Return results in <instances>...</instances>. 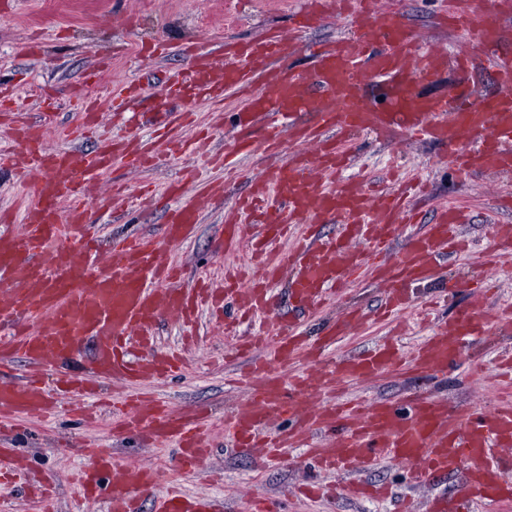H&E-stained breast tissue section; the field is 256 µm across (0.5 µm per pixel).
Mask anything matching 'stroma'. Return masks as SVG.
<instances>
[{
    "label": "stroma",
    "mask_w": 512,
    "mask_h": 512,
    "mask_svg": "<svg viewBox=\"0 0 512 512\" xmlns=\"http://www.w3.org/2000/svg\"><path fill=\"white\" fill-rule=\"evenodd\" d=\"M300 0H0V86L15 91L13 117H0V153L15 149L16 122L41 121L49 126V147L68 145L78 140L88 150L97 145V136L81 132L82 119L72 112L70 96L91 70L100 75L90 91L101 101L98 122L112 138L138 137L164 150L157 127L138 112H115L109 98L130 83L143 84L150 103H159L170 75L185 71L189 65L186 48L198 47L221 54L225 41L239 37L263 36L289 29V17ZM446 0H371L378 12L389 11L413 37V49L442 44L454 50L457 39L452 28L442 26L440 17ZM178 112L193 113L194 124L185 126L186 136H195L199 127L209 129L210 146L225 149L239 135L237 112L240 103L225 98L222 107L208 101L185 98L174 103ZM188 156H175L152 170L135 171L116 165L110 176L91 187L90 218L72 237L73 246L89 238L99 241V257L110 260L114 241L144 232L161 233L170 201L161 191L180 181L191 165ZM268 161L261 154L241 160L228 192L202 201L199 228L195 237L170 245L172 258L184 266L189 277L217 274L231 256L219 247L224 236V217L231 214L236 196L246 193L252 182L263 175ZM417 174L422 191L412 205L421 223H430L441 201L467 202L473 216L464 232L471 241L468 252L450 259L436 279L409 285L416 304L425 305L444 294L448 283L489 278L490 320L512 311V260L501 259L495 277H487L488 255L495 245L487 221L489 210L496 208L499 184L512 183V173L483 174L461 178L448 162V153L429 142H414L394 132L378 139L358 134L356 158L351 174L367 178L380 189L391 188L394 169ZM36 179L0 168V213L18 212L33 196ZM127 188L129 198L121 212L100 205L113 184ZM382 288L363 280L336 296L329 297L324 309L307 319L309 335H318L323 326L349 306L361 308L368 317L365 331L342 342L331 351L332 359L362 349L389 336L392 328L380 320L378 309ZM469 302L466 293L450 296L446 305L432 312L427 320L405 313L406 329L400 340L412 347L430 336L436 322L452 317ZM232 344L224 330L209 314H201L199 334L185 347L186 374L161 382L147 383L146 389L171 407L195 406L212 415L216 429H223L224 414L241 407L245 394L235 384L241 369L239 361L224 358ZM512 352V335H487L465 341L459 346L458 362L443 376L423 378L410 372L394 373L374 380L357 382L343 388L344 396L363 401L385 398L403 400L417 395H433L452 404L489 407L495 403L499 386L497 361L502 352ZM481 355L482 368H473L471 359ZM121 385L103 380L92 399H61L50 416L12 423L9 429L16 454L34 472L51 478L56 487L54 512H104L100 500L83 497L72 484L75 471L88 463V448L111 451L117 464L165 462L168 469L177 466L174 448H155L139 435L115 428L112 396ZM373 483H392L394 495L384 500L352 502L346 499L310 500L300 497L306 480L321 478L323 483L338 484L342 475H318L309 451L298 445L283 450L278 462H260L257 451L229 448L223 436H216L212 456L196 470L182 473L184 489L191 494H207L226 501L229 512H247L251 495L268 498L270 512H399L400 498L410 499L416 508H424L435 494L455 497L460 475L431 477L427 484L410 488L402 463L380 464L366 473Z\"/></svg>",
    "instance_id": "stroma-1"
}]
</instances>
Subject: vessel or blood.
<instances>
[{
  "label": "vessel or blood",
  "mask_w": 512,
  "mask_h": 512,
  "mask_svg": "<svg viewBox=\"0 0 512 512\" xmlns=\"http://www.w3.org/2000/svg\"><path fill=\"white\" fill-rule=\"evenodd\" d=\"M335 17L349 19L352 26L335 44L300 46L276 33L228 42L222 59L206 51L193 54L182 81L170 85L174 97L187 84L213 103L229 94L241 96L242 126L264 125L260 142L241 137L230 151L204 158L205 165L228 171L239 155L260 151L274 159L249 193L238 197L224 227L225 249L248 248L261 276L232 267L225 269L222 283L199 277L192 287H182L183 269L171 259L168 247L194 235L199 201L209 195L204 185L196 197L170 210L162 235L142 234L114 244L109 265H100L92 245L71 247L70 235L87 221L85 199L93 178L108 173L116 159L147 169L158 165L161 156L134 137L121 143L105 138L90 151L52 149L45 146L39 127L22 126L18 150L1 154L0 163L38 180L18 218L20 232L0 229V327L9 328L0 336L1 355L19 356L37 366L85 361L82 380L60 373L57 390L62 395L89 391L100 376L125 383L160 380L183 369L177 350L156 345L166 316L178 318L190 341L199 314L223 307L229 298L249 317L276 313L272 288L289 272L291 294L302 313L318 311L329 289L369 276L389 287L383 315L393 321L410 306L402 283L431 279L449 257L468 250L460 231L466 214L445 205L435 222L408 235L397 259H390L397 225L414 220L409 207L413 181L382 192L366 181H344L337 174L352 161L344 143L357 131L377 137L398 131L415 141L442 144L465 178L512 170V27L504 23L499 0L479 13L468 0H457L447 11V22L473 37L474 47L452 54L434 50L419 63L410 58V35L394 15L371 10L366 0H304L293 15L294 29L302 32L314 21ZM300 49L311 61V72L296 73L282 65ZM481 61L495 75L494 93L465 88L445 95L415 92L444 71L465 75ZM366 85L384 92L386 107L363 96ZM72 102L85 126H95L96 99L79 90ZM463 136L471 141L465 149L458 145ZM288 144L293 147L289 153L284 150ZM284 153L288 161L278 162ZM62 200L69 201V210L59 209ZM330 223L338 226L336 236L316 233L317 225ZM355 240L365 242L366 252L352 251ZM484 300V291L474 290L468 308L408 353L388 337L325 361V353L344 336L364 329L366 319L356 310L314 340L298 320L280 336L239 337L234 355L243 363L239 382L248 401L225 416V434L234 447H261L267 461L279 455L282 441H258L260 428L277 417L297 420L291 439L310 448L321 470L349 473L341 490L351 499L372 491L386 494V487H371L360 475L381 461L400 460L407 464L414 486L435 474L462 473L459 499L436 501L433 512H470L478 502L492 508L511 501L512 483H505L504 476L512 471V454H503L504 449L512 451L511 404L484 409L421 397L408 401L399 413L383 399L318 402L346 382L389 371L447 373L463 340L492 327L500 335L512 334L510 319L490 325ZM125 406L119 424L146 433L156 447L175 442L182 466L196 467L211 454L210 429L197 408L175 410L154 398L129 400ZM52 409L50 395L34 375L18 384L0 383V423L43 417ZM106 471L112 474L104 494L108 512H140V498L159 480L154 468L131 472L98 450L73 483L91 491ZM155 512L220 510L212 501L188 498L172 486L157 499Z\"/></svg>",
  "instance_id": "obj_1"
}]
</instances>
